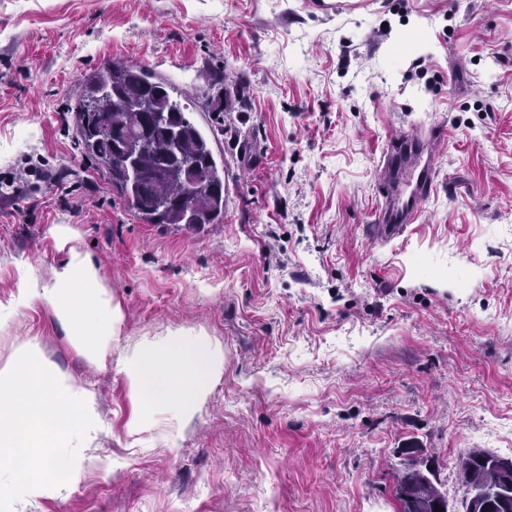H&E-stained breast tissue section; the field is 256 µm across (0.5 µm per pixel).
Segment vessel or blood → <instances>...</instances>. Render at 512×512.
<instances>
[{"mask_svg": "<svg viewBox=\"0 0 512 512\" xmlns=\"http://www.w3.org/2000/svg\"><path fill=\"white\" fill-rule=\"evenodd\" d=\"M442 133V128L435 127L424 138L401 134L389 141L383 155V203L374 219L379 237L395 236L419 217L421 203L436 188L432 142Z\"/></svg>", "mask_w": 512, "mask_h": 512, "instance_id": "obj_1", "label": "vessel or blood"}]
</instances>
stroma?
Returning a JSON list of instances; mask_svg holds the SVG:
<instances>
[{
  "instance_id": "obj_1",
  "label": "stroma",
  "mask_w": 512,
  "mask_h": 512,
  "mask_svg": "<svg viewBox=\"0 0 512 512\" xmlns=\"http://www.w3.org/2000/svg\"><path fill=\"white\" fill-rule=\"evenodd\" d=\"M166 78L224 163V221L143 223L76 146L89 72ZM224 104L212 111L213 102ZM445 128L417 223L373 231L383 153ZM0 300L89 253L134 341L200 332L224 372L181 433L130 447L135 405L54 311L0 322L95 394L104 429L27 512H400L402 448L451 512L472 451L512 458V0H0Z\"/></svg>"
}]
</instances>
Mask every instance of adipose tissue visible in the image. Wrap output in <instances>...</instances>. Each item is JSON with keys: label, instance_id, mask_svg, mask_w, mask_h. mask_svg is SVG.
<instances>
[{"label": "adipose tissue", "instance_id": "ef3b65f1", "mask_svg": "<svg viewBox=\"0 0 512 512\" xmlns=\"http://www.w3.org/2000/svg\"><path fill=\"white\" fill-rule=\"evenodd\" d=\"M65 261L50 280L20 270L0 321L36 303L50 306L92 365L115 361L137 410L126 425L132 444L184 430L224 372V351L202 333L174 331L121 344L123 315L92 257L56 230ZM102 431L94 393L45 369L32 346L0 362V512H26L82 476L85 449Z\"/></svg>", "mask_w": 512, "mask_h": 512}]
</instances>
